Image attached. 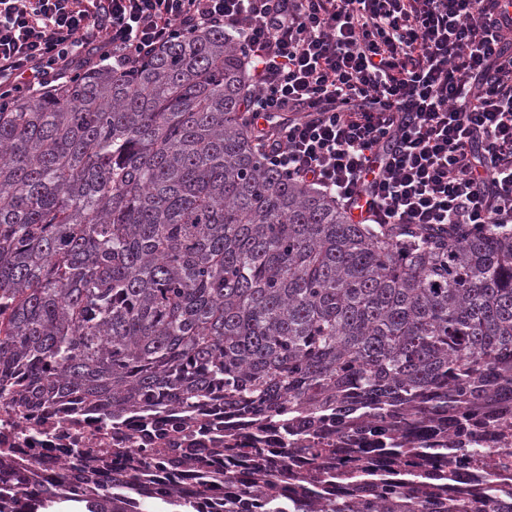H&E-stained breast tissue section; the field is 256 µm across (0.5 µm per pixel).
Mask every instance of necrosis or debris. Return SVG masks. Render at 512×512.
<instances>
[{"label":"necrosis or debris","instance_id":"4bbe7bcc","mask_svg":"<svg viewBox=\"0 0 512 512\" xmlns=\"http://www.w3.org/2000/svg\"><path fill=\"white\" fill-rule=\"evenodd\" d=\"M478 447L484 448L481 466H458L448 481L451 493L481 501L484 475L495 472L501 481L512 482V465L504 466L503 449L512 447V424L483 420L470 422ZM252 430L250 417L230 414L222 399H214L198 419L188 422L167 414L145 422L130 417L114 424L101 419L99 413L78 402L62 406L49 405L24 412H7L0 408V449L17 463L18 475L36 468L51 476L59 470L75 471L97 460L100 477L110 480L113 470L123 468L124 458L113 456L116 448L138 452L154 445L156 435L182 448L194 460H209L214 449L223 447L225 432L243 436Z\"/></svg>","mask_w":512,"mask_h":512}]
</instances>
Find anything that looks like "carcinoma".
I'll return each mask as SVG.
<instances>
[{
    "label": "carcinoma",
    "mask_w": 512,
    "mask_h": 512,
    "mask_svg": "<svg viewBox=\"0 0 512 512\" xmlns=\"http://www.w3.org/2000/svg\"><path fill=\"white\" fill-rule=\"evenodd\" d=\"M250 93L239 44L202 30L129 74L82 70L43 95L0 102V402L60 399L114 423L193 420L224 410L281 428L312 467L284 484L250 468L268 453L224 448L223 512H512L493 475L479 505L429 489L448 441L415 444V423L512 416V230L357 224L333 198L269 168L242 121ZM384 424L390 448L335 467L317 447ZM412 461L401 480L375 469ZM135 454L112 487L59 474L18 482L0 512H211L158 497ZM341 480L353 491L320 495Z\"/></svg>",
    "instance_id": "obj_1"
}]
</instances>
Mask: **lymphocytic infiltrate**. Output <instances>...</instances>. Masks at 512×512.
Returning <instances> with one entry per match:
<instances>
[{
    "label": "lymphocytic infiltrate",
    "mask_w": 512,
    "mask_h": 512,
    "mask_svg": "<svg viewBox=\"0 0 512 512\" xmlns=\"http://www.w3.org/2000/svg\"><path fill=\"white\" fill-rule=\"evenodd\" d=\"M220 29L265 163L366 224L512 227V0H0V98Z\"/></svg>",
    "instance_id": "1"
}]
</instances>
